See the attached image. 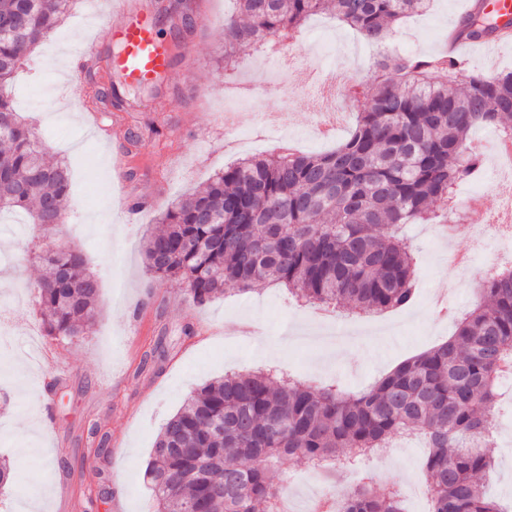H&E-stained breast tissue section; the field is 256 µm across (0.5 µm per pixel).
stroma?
I'll return each mask as SVG.
<instances>
[{"mask_svg": "<svg viewBox=\"0 0 512 512\" xmlns=\"http://www.w3.org/2000/svg\"><path fill=\"white\" fill-rule=\"evenodd\" d=\"M193 3L194 30L174 50L163 84L126 82L137 110L114 113L102 126L85 123L83 115L97 112L96 86L107 83V59L118 51L107 14L92 17L75 6L14 80L17 112L43 138L49 160L67 165L71 185L55 230L41 232L20 211L14 214L19 229L0 223V330L15 337L9 349H0V457L16 469L15 480L0 489V512H156L144 470L163 424L192 391L230 373L272 369L316 386L336 381L348 393H360L453 335L454 321L432 313L442 287H451L463 312L473 307L474 289L488 274L479 258L465 271L449 267L432 225H406L418 281L413 305L388 311L384 323L330 346L300 341L302 327L317 316L278 285L259 282L248 292L229 290L197 305L184 285L147 274L143 242L159 231L157 218L169 202L199 189L224 165L279 151L258 110L243 105L233 116L224 114L225 93L276 80L272 54L245 46L231 66H223L224 16L233 11V0ZM463 8V0H433L427 12L400 22L392 37L407 51L439 54ZM88 36L98 37L101 61L96 76L78 80L79 60L66 49ZM291 48L299 62L319 61L362 83L375 77V46L330 15L308 19ZM268 102L287 104L288 132L308 154L347 141L361 110L360 103L343 101L335 136L323 141L314 133L319 115L307 90L296 89L284 101L272 94ZM133 192L153 197V204L130 213L126 196ZM29 242L39 251L61 242L83 249L99 282V316L83 335L69 341L46 335L31 288L41 268L15 259ZM187 323L195 327L189 338L181 333ZM162 333L166 359L140 372L146 346ZM29 336L40 341L41 363L28 357ZM497 424L502 438L491 448L495 466L483 482L508 506L510 390L497 406ZM425 457L422 440L393 441L366 457L362 469L377 490H399L424 477ZM356 479L347 468L318 473L303 461L271 472L272 485L288 500L312 488L338 492Z\"/></svg>", "mask_w": 512, "mask_h": 512, "instance_id": "35a3bbf8", "label": "stroma"}]
</instances>
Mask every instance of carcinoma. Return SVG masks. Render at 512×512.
Listing matches in <instances>:
<instances>
[{"mask_svg": "<svg viewBox=\"0 0 512 512\" xmlns=\"http://www.w3.org/2000/svg\"><path fill=\"white\" fill-rule=\"evenodd\" d=\"M72 0H0V212L21 210L47 229L69 197L68 169L45 160L35 129L19 119L9 87L31 47L57 28ZM224 18V63L243 45L272 50L297 40L313 14H330L367 41L386 42L398 22L430 0H235ZM479 10L458 36L487 35ZM378 76L360 85L365 107L347 142L325 154L248 158L215 173L173 202L165 229L143 244L146 269L187 286L197 305L227 288L257 282L288 288L308 304H346L365 313L410 305L414 257L400 224L432 223L467 173L469 133L493 126L512 138V71L469 75L448 55L382 54ZM107 109L126 100L114 85L98 91ZM35 288L46 335L79 336L98 315V284L80 250L42 253ZM162 339L142 366L163 359ZM512 361V268L487 277L473 309L448 341L402 362L373 389L350 395L274 378L233 374L190 394L167 420L145 476L158 512L195 501L205 512H279L268 475L300 459L347 465L395 435L428 443L426 488L432 512H506L478 475L494 466L492 436L502 367ZM338 512H404L395 490L364 482L344 492Z\"/></svg>", "mask_w": 512, "mask_h": 512, "instance_id": "carcinoma-1", "label": "carcinoma"}]
</instances>
